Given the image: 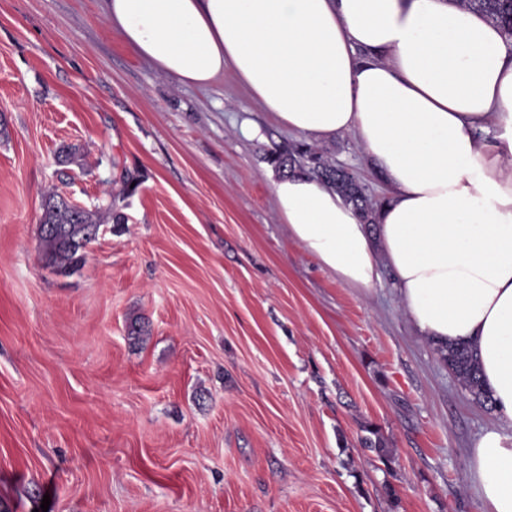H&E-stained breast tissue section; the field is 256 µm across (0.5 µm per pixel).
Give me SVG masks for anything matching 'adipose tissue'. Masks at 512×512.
<instances>
[{
	"mask_svg": "<svg viewBox=\"0 0 512 512\" xmlns=\"http://www.w3.org/2000/svg\"><path fill=\"white\" fill-rule=\"evenodd\" d=\"M121 39L179 83L232 69L314 140L354 133L386 196L375 230L334 188L273 183L280 217L346 284L395 277L419 339L475 351L495 422L469 471L512 512V38L450 0H104Z\"/></svg>",
	"mask_w": 512,
	"mask_h": 512,
	"instance_id": "1",
	"label": "adipose tissue"
}]
</instances>
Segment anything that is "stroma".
<instances>
[{
  "instance_id": "stroma-1",
  "label": "stroma",
  "mask_w": 512,
  "mask_h": 512,
  "mask_svg": "<svg viewBox=\"0 0 512 512\" xmlns=\"http://www.w3.org/2000/svg\"><path fill=\"white\" fill-rule=\"evenodd\" d=\"M303 140L232 70L137 57L102 0H0V512H482L493 411L387 268L347 285L277 213L269 156ZM318 148L383 196L354 134ZM52 193L125 218L68 274L39 247ZM363 430L369 434L361 438L365 447L375 452L381 460L387 461L393 449L389 448L386 438L374 427L364 426Z\"/></svg>"
}]
</instances>
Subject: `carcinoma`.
Instances as JSON below:
<instances>
[{
  "label": "carcinoma",
  "instance_id": "obj_1",
  "mask_svg": "<svg viewBox=\"0 0 512 512\" xmlns=\"http://www.w3.org/2000/svg\"><path fill=\"white\" fill-rule=\"evenodd\" d=\"M450 2L485 14L489 20L499 25L506 35L512 37V0ZM270 162L283 174L301 172L335 188L359 210L364 223H374L376 205L368 202V198L358 192L360 185L352 177L326 160L320 151L301 145L293 154H272ZM106 217L111 218L115 224L122 223L121 214L112 213L110 206L103 214L84 208L72 210L63 204V197L50 195L45 201L39 224V241L44 256L63 273L76 270L84 261L87 245L97 238L98 229ZM438 352L441 361L454 374L472 401L484 408L491 406L492 399L481 379L475 352L466 346L440 348ZM363 430L367 432V436L362 438L365 447L375 452L381 460H388L393 449L389 448L386 438L371 426H365Z\"/></svg>",
  "mask_w": 512,
  "mask_h": 512
}]
</instances>
